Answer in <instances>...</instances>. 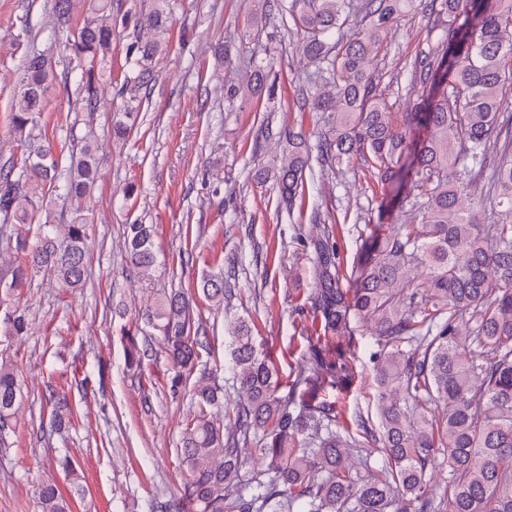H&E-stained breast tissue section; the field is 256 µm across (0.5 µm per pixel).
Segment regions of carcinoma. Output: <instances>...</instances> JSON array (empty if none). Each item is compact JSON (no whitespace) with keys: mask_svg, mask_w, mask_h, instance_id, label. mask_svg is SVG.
Listing matches in <instances>:
<instances>
[{"mask_svg":"<svg viewBox=\"0 0 512 512\" xmlns=\"http://www.w3.org/2000/svg\"><path fill=\"white\" fill-rule=\"evenodd\" d=\"M288 19L303 72L328 88L312 110L328 113L315 145L288 132L277 158V208L292 209L312 174L358 156L382 182L402 183L410 167L411 208L419 224L372 226L354 284H343L333 231L310 237L315 252L313 309L324 332L342 336L351 325L370 328L378 345L377 424L356 415L344 421L326 393L355 377L343 348L313 349L295 388L282 394L275 364L257 349L243 317L226 323L231 380L238 390L233 416L221 417L224 385L202 371L193 387L194 414L184 424L177 455L186 478L177 500L161 512H512V0H429L448 15V39L428 63L430 91L412 114L424 135L410 139L394 124L376 92L369 65L399 17L423 0H264ZM82 24L71 0H52L56 45L25 54L23 78L10 113L24 156L0 165V223L16 224L8 295L40 273L64 288L83 286L88 214L76 209L56 223L46 198H89L99 158L84 142L69 163L42 134L40 114L60 60L81 71L74 108L94 114L112 76L103 63L113 51L112 0H89ZM177 0H154L137 21L126 51L128 73L113 121L128 136L140 94L155 81L154 66L168 41ZM266 72H250L242 91L262 93ZM487 181L497 212L481 222L483 202L469 192ZM154 226L125 225L131 265L154 271ZM204 298L224 306V277L206 274ZM147 324L173 361L193 370L203 326L181 290L156 298ZM4 334L23 336L24 315L5 313ZM21 398L17 369L0 363V434L10 429ZM77 405L53 397L49 421L60 429ZM382 458L376 468L361 449ZM71 491L82 490L76 463L59 461ZM448 471L443 492L433 475ZM39 512H71L57 481L38 489Z\"/></svg>","mask_w":512,"mask_h":512,"instance_id":"carcinoma-1","label":"carcinoma"}]
</instances>
